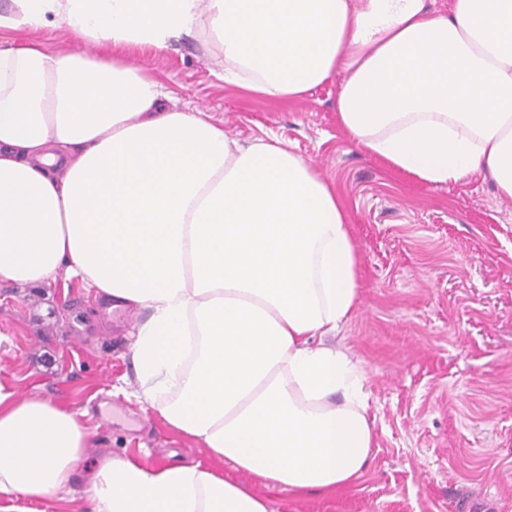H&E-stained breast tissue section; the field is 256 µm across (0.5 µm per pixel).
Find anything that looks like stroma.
Returning <instances> with one entry per match:
<instances>
[{
	"mask_svg": "<svg viewBox=\"0 0 512 512\" xmlns=\"http://www.w3.org/2000/svg\"><path fill=\"white\" fill-rule=\"evenodd\" d=\"M127 59L231 137L275 134L348 204L360 303L332 343L362 375L372 459L338 492L253 482L271 512H456L460 496L512 512V197L485 171L426 185L357 148L339 124V80L275 103L225 86L194 41ZM105 306L63 277L41 288L0 284V381L91 412L69 493L20 501L21 512H84L85 472L107 453L149 466L209 459L156 410L120 396L138 386L128 326L146 314L130 312L124 325L104 316Z\"/></svg>",
	"mask_w": 512,
	"mask_h": 512,
	"instance_id": "stroma-1",
	"label": "stroma"
}]
</instances>
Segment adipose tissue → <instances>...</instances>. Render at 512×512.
I'll return each mask as SVG.
<instances>
[{"mask_svg": "<svg viewBox=\"0 0 512 512\" xmlns=\"http://www.w3.org/2000/svg\"><path fill=\"white\" fill-rule=\"evenodd\" d=\"M62 25L84 50L0 41V283L58 275L146 311L138 402L212 464L104 455L87 512H268L249 484L313 495L365 474L374 422L349 356L348 209L276 135L241 143L122 57L200 41L226 85L272 102L335 74L340 125L427 185L485 171L512 196V0H11L0 29ZM91 46L114 50L105 63ZM79 411L0 382V512L68 491Z\"/></svg>", "mask_w": 512, "mask_h": 512, "instance_id": "ef3b65f1", "label": "adipose tissue"}]
</instances>
